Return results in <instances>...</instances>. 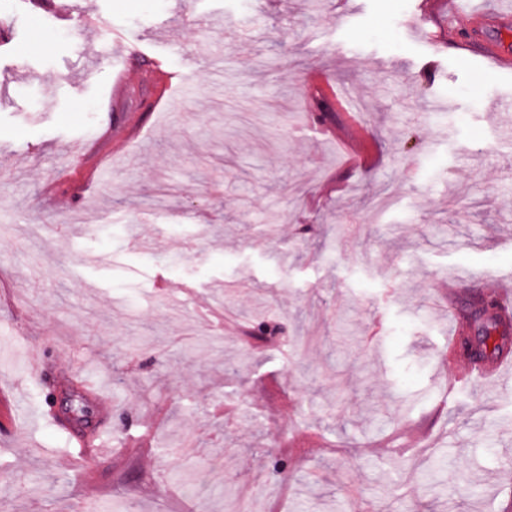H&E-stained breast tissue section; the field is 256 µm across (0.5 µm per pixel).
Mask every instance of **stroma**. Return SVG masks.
Segmentation results:
<instances>
[{
    "instance_id": "obj_1",
    "label": "stroma",
    "mask_w": 512,
    "mask_h": 512,
    "mask_svg": "<svg viewBox=\"0 0 512 512\" xmlns=\"http://www.w3.org/2000/svg\"><path fill=\"white\" fill-rule=\"evenodd\" d=\"M2 29L0 512H504L512 373L446 390L512 281V70L438 44L442 0H0Z\"/></svg>"
}]
</instances>
